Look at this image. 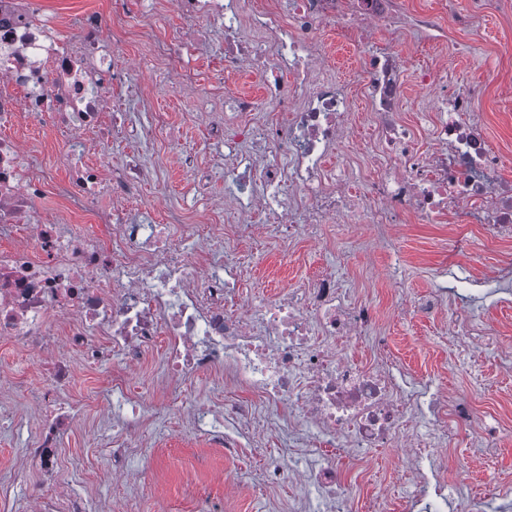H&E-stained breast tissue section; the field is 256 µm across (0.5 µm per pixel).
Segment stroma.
Returning a JSON list of instances; mask_svg holds the SVG:
<instances>
[{
    "instance_id": "obj_1",
    "label": "stroma",
    "mask_w": 512,
    "mask_h": 512,
    "mask_svg": "<svg viewBox=\"0 0 512 512\" xmlns=\"http://www.w3.org/2000/svg\"><path fill=\"white\" fill-rule=\"evenodd\" d=\"M472 0H397L399 25L389 30L374 27L378 41L396 48L412 46L404 72L408 119L424 122L441 112L438 91L417 82L419 70L441 64L451 72L476 79L475 112L486 135L512 158V103L501 96L512 89V0H487L485 10H471ZM435 19L436 27H419V15ZM124 58L141 80L142 95L152 98L144 108L140 97L122 101L134 127H151L148 138L131 137L108 152L94 155V163L121 173L125 162L136 159L147 173L130 207L135 213H151L155 220L172 219L186 250H194L195 224L209 211L213 200L224 196V156L229 148L220 130L224 122V97L235 92L258 95L255 78L234 73L224 63L218 44L205 43L188 66L197 80L195 93H187L179 80L168 77L149 45L130 43ZM166 128H156L157 118ZM182 147L173 158L169 136ZM252 266L240 302L241 308L261 302L269 294H285L313 275L330 271L352 288L361 300L379 313L378 330L391 340L393 354L424 383L444 389L447 395L470 401L483 426L502 431L498 448L486 451L476 434H463L455 447L443 448L450 485L463 486L479 500L489 488L512 483V372L479 346L465 362L444 339L448 314L426 318L404 309V302L446 289L451 302H468L473 312L498 333L503 345L512 347V303L466 300L461 284L465 277H489L505 263H512V238L488 243L472 233L463 252L453 250L445 223L405 225L400 233L370 224L358 214L342 224H327L316 236L251 243ZM33 351L0 339V471H19L9 485L14 502L34 494H50L56 481L70 483L86 501L108 500L112 512H194L199 497L222 498L223 488L213 480L223 470L225 480L239 483L237 494L223 500L222 512H292L303 490L295 482L281 483L264 493L252 491L249 482L271 464L282 462L288 434L264 430L253 446L233 457L206 436L196 432L180 416L177 404L162 406L161 419L147 432L154 456L128 460V480L115 485L109 479L112 462L100 449L112 437L113 422L100 408H91L65 437L64 467L52 480L26 467L24 451L35 443L29 414L41 384L32 365ZM112 368L77 365L73 379L59 390L62 400H80L88 394L108 391ZM406 452L399 447L378 448L356 468L350 484V512H372L375 499H385L389 512H419L408 501L403 473Z\"/></svg>"
}]
</instances>
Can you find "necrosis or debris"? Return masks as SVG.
<instances>
[{"label": "necrosis or debris", "instance_id": "4bbe7bcc", "mask_svg": "<svg viewBox=\"0 0 512 512\" xmlns=\"http://www.w3.org/2000/svg\"><path fill=\"white\" fill-rule=\"evenodd\" d=\"M172 5L190 23L203 18L223 32L225 62L255 75L264 90L259 101L231 96L224 115L238 149L224 165V189L241 220L223 224L222 206H212L193 253L169 225L131 215L128 201L144 178L139 164L128 163L115 180L87 159L117 145L128 124L126 114L114 112L112 97L139 81L120 58L126 44L141 38L130 22L132 0L55 18L45 15L41 0H0V338L35 350L42 377L27 464L46 477L59 473L64 437L84 415L83 403L63 404L58 395L75 358L90 366L112 362L117 452L141 453L158 410L128 391L126 372L157 351L166 395H181L203 375L233 381L236 393L223 407L195 402L186 415L225 453L242 448L246 422L268 425L282 417L289 429L304 431L301 445L288 451L304 459V468L269 467L258 489L295 480L317 494L326 512H349L337 458L354 463L396 444L407 450L413 500L433 512L450 500L455 512H467V494L449 488L444 463L430 450L469 431L475 409L419 387L385 344L364 361L341 350V343L373 335L374 307L332 272L244 312L237 300L241 246L263 224L298 237L362 210L373 224L453 219L459 246L472 224L489 242L511 238L512 180L502 177L507 159L472 110V77L445 80L439 69L422 70V86L444 84L448 109L417 127L400 116L408 50L366 48L371 25L394 23V0ZM62 28L77 30L79 39L61 43ZM327 29L362 47L352 78L331 73L318 41ZM204 39L191 26L155 43L154 51L183 77L185 55ZM355 82L372 117L367 154L375 172L357 196L344 190L353 155L345 154L338 168L327 164L350 128ZM263 102L287 113V123L251 120ZM23 127L65 146L74 158L66 176L17 137ZM104 195L112 198L107 211L96 206ZM49 197L58 206L45 207ZM79 221L96 225V233L73 232Z\"/></svg>", "mask_w": 512, "mask_h": 512}]
</instances>
